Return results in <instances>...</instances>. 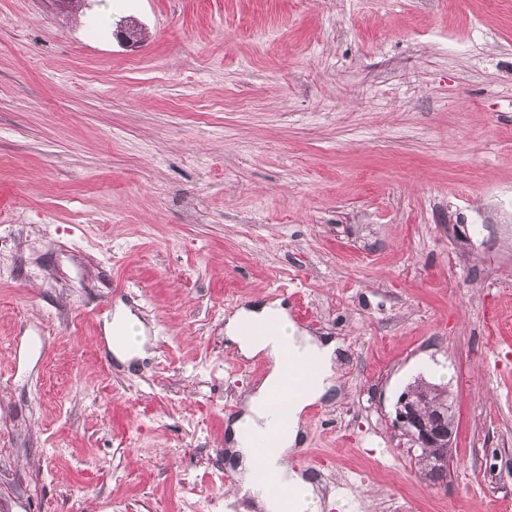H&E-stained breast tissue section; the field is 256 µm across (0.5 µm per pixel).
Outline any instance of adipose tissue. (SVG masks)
Wrapping results in <instances>:
<instances>
[{
  "instance_id": "1",
  "label": "adipose tissue",
  "mask_w": 512,
  "mask_h": 512,
  "mask_svg": "<svg viewBox=\"0 0 512 512\" xmlns=\"http://www.w3.org/2000/svg\"><path fill=\"white\" fill-rule=\"evenodd\" d=\"M224 333L247 356L263 354L271 368L262 383L249 397L245 411L230 425L229 440L233 446L238 477L261 512H282L278 489H292L302 498L306 512H318L319 499L315 488L304 475L291 469L288 454L301 444V417L305 409L327 398L337 385L333 370L341 358L343 345L329 338L318 339L300 331L288 315L282 301L259 303L235 312L226 322ZM305 364L316 362L317 377L312 386L286 397L291 422L287 430L277 434L270 448L260 450L245 441L244 429L266 430L273 412L272 394L277 391L284 358ZM265 464L276 478V487L261 482L256 474L258 464Z\"/></svg>"
}]
</instances>
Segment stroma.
<instances>
[{
    "instance_id": "obj_1",
    "label": "stroma",
    "mask_w": 512,
    "mask_h": 512,
    "mask_svg": "<svg viewBox=\"0 0 512 512\" xmlns=\"http://www.w3.org/2000/svg\"><path fill=\"white\" fill-rule=\"evenodd\" d=\"M276 299L344 344L289 455L321 512H512V0H0V512H236L269 362L224 324ZM112 324H115V327L126 329L132 344L114 343L112 336ZM140 334V323L137 318L129 310L120 307L118 308L112 323L106 327L107 336L105 337L107 339L108 346L112 349L115 356L121 361L126 362L136 357L139 358L144 356L143 340ZM407 389V392L413 394H406L397 401L396 421L412 444L428 453L429 468L436 473L447 466L449 451L452 449L456 433L444 423L445 416L442 413L426 419L422 397L414 394L424 395L427 410L431 409L433 412L444 405H448L450 412L453 405L451 394L444 387L423 380L414 381Z\"/></svg>"
}]
</instances>
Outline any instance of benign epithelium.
Wrapping results in <instances>:
<instances>
[{
  "mask_svg": "<svg viewBox=\"0 0 512 512\" xmlns=\"http://www.w3.org/2000/svg\"><path fill=\"white\" fill-rule=\"evenodd\" d=\"M396 421L412 444L428 453L432 472L447 466L456 433L444 423V414L426 418L422 397L406 394L396 403Z\"/></svg>",
  "mask_w": 512,
  "mask_h": 512,
  "instance_id": "obj_1",
  "label": "benign epithelium"
}]
</instances>
